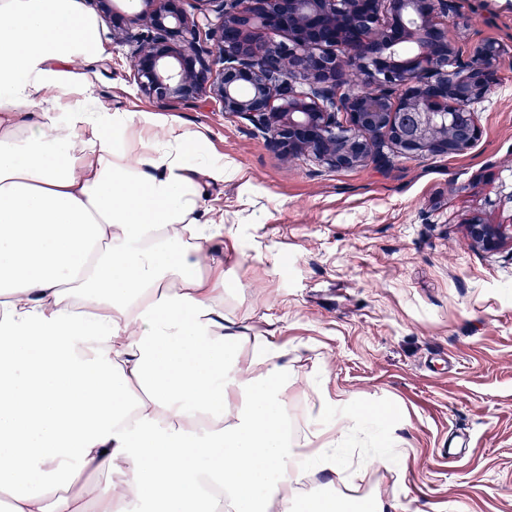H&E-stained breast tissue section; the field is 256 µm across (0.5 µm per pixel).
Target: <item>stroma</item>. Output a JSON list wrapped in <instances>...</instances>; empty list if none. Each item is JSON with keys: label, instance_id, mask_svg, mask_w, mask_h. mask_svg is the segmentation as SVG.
I'll return each mask as SVG.
<instances>
[{"label": "stroma", "instance_id": "35a3bbf8", "mask_svg": "<svg viewBox=\"0 0 512 512\" xmlns=\"http://www.w3.org/2000/svg\"><path fill=\"white\" fill-rule=\"evenodd\" d=\"M476 23L461 53L495 39L507 62L474 105L482 135L455 156L395 157L330 171L287 160L215 100L167 107L132 79L128 46L103 26L93 95L114 112L200 130L224 164L206 209L224 217L208 245L223 261L225 306L287 352L288 423L324 419L341 399L389 407L401 464L361 471L349 488L397 512H512V247L475 248L473 219L512 225V0H458ZM463 441L462 461L444 450Z\"/></svg>", "mask_w": 512, "mask_h": 512}]
</instances>
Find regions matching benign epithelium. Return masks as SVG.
I'll return each mask as SVG.
<instances>
[{"mask_svg":"<svg viewBox=\"0 0 512 512\" xmlns=\"http://www.w3.org/2000/svg\"><path fill=\"white\" fill-rule=\"evenodd\" d=\"M125 33L145 95L173 106L212 97L268 134L282 156L334 171L389 155H460L481 137L472 106L505 65L504 46L478 43L469 60L448 26H469L456 0H141ZM472 243H512V225H467Z\"/></svg>","mask_w":512,"mask_h":512,"instance_id":"1","label":"benign epithelium"}]
</instances>
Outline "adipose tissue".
<instances>
[{"instance_id": "1", "label": "adipose tissue", "mask_w": 512, "mask_h": 512, "mask_svg": "<svg viewBox=\"0 0 512 512\" xmlns=\"http://www.w3.org/2000/svg\"><path fill=\"white\" fill-rule=\"evenodd\" d=\"M81 0H0V501L8 512H396L346 494L372 406L288 426L274 337L204 262L200 131L112 112L73 69L102 50ZM331 479L309 490L310 474Z\"/></svg>"}]
</instances>
